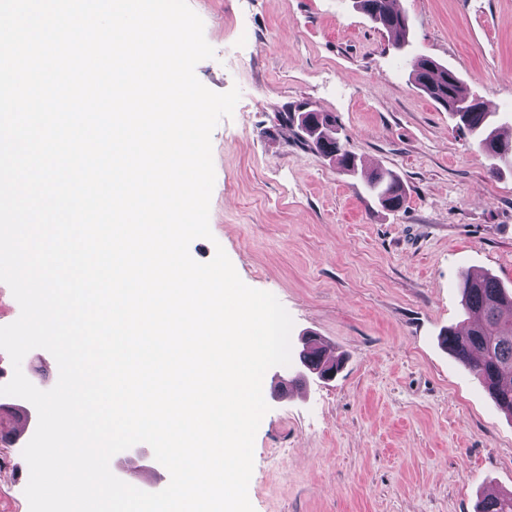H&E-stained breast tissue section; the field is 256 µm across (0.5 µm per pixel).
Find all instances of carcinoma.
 <instances>
[{
    "label": "carcinoma",
    "instance_id": "obj_1",
    "mask_svg": "<svg viewBox=\"0 0 512 512\" xmlns=\"http://www.w3.org/2000/svg\"><path fill=\"white\" fill-rule=\"evenodd\" d=\"M354 7L395 34V48L404 47L401 37L406 33L407 20L394 9L393 0H354ZM411 76L420 90L458 115L460 122L479 138L478 146L487 155L490 172L512 162V138L498 134L495 115L484 109L455 72L431 58L419 56L411 61ZM300 128L307 135L306 144L336 158L343 170L356 173L355 157L342 143L334 116L307 110L301 113ZM368 187L383 207L397 210L403 206V186L391 171L380 168L372 172ZM460 288L470 330L461 334L450 329L445 333L444 343L499 406L512 415V294L497 279L471 272L461 276ZM300 358L310 371L318 374L341 367L339 360L325 358L319 346L300 352ZM477 512H512V493L487 495Z\"/></svg>",
    "mask_w": 512,
    "mask_h": 512
}]
</instances>
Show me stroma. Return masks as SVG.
<instances>
[{
  "label": "stroma",
  "instance_id": "obj_1",
  "mask_svg": "<svg viewBox=\"0 0 512 512\" xmlns=\"http://www.w3.org/2000/svg\"><path fill=\"white\" fill-rule=\"evenodd\" d=\"M215 58L195 73L210 90L239 88L212 133V239L248 286L293 320L291 351L314 334L345 359L330 381L272 392L254 441L255 512H476L512 491V416L441 343L465 315L463 272L512 288V168L490 173L474 136L411 78L425 55L455 71L512 130V0H395L408 44L353 0H189ZM334 115L356 174L304 144L280 113ZM405 190L401 209L367 190L374 167ZM114 475L170 480L151 447L114 455ZM28 464L0 447V512H29Z\"/></svg>",
  "mask_w": 512,
  "mask_h": 512
}]
</instances>
